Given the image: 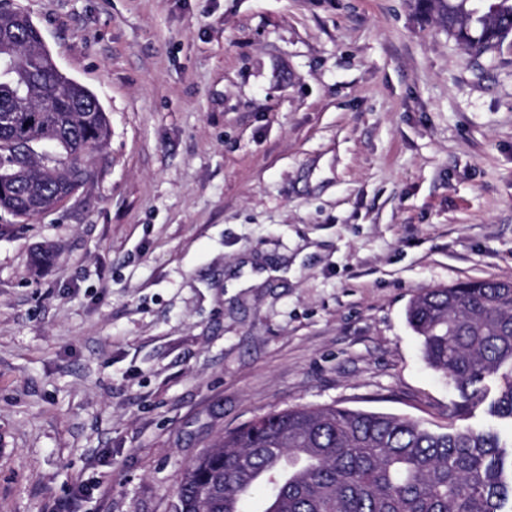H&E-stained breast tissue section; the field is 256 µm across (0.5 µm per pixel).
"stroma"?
<instances>
[{
	"mask_svg": "<svg viewBox=\"0 0 512 512\" xmlns=\"http://www.w3.org/2000/svg\"><path fill=\"white\" fill-rule=\"evenodd\" d=\"M9 5L110 134L63 204L0 210V512H175L272 410L447 425L406 309L512 282V47L423 0Z\"/></svg>",
	"mask_w": 512,
	"mask_h": 512,
	"instance_id": "obj_1",
	"label": "stroma"
}]
</instances>
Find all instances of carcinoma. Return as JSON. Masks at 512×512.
Listing matches in <instances>:
<instances>
[{
	"instance_id": "carcinoma-1",
	"label": "carcinoma",
	"mask_w": 512,
	"mask_h": 512,
	"mask_svg": "<svg viewBox=\"0 0 512 512\" xmlns=\"http://www.w3.org/2000/svg\"><path fill=\"white\" fill-rule=\"evenodd\" d=\"M448 34L473 56L512 35V0L475 13L471 0H425ZM7 35L0 60L14 74L0 80V209L22 219L82 186L106 145L109 121L95 95L56 70L39 28L22 13H0ZM54 141L64 164L35 159L20 172L15 153ZM407 321L426 363L453 383L451 418L488 404L512 421V288L474 279L430 288L412 300ZM264 512H512V443L492 428L453 421L436 431L417 420L345 407L272 411L224 434L201 453L178 488L175 512H244L256 491Z\"/></svg>"
}]
</instances>
